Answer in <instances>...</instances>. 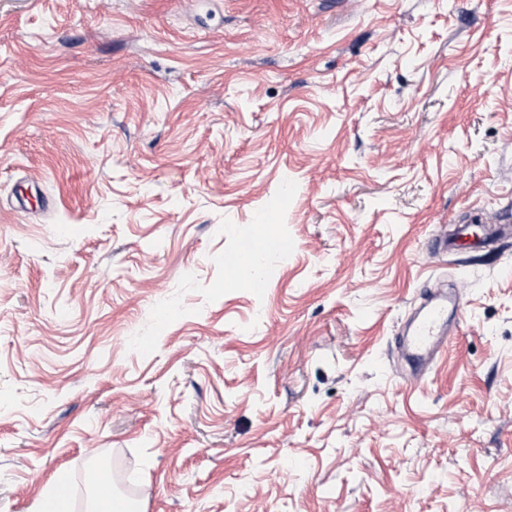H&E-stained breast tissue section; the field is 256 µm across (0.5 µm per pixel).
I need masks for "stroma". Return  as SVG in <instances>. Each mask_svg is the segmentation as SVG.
Segmentation results:
<instances>
[{
  "label": "stroma",
  "instance_id": "obj_1",
  "mask_svg": "<svg viewBox=\"0 0 512 512\" xmlns=\"http://www.w3.org/2000/svg\"><path fill=\"white\" fill-rule=\"evenodd\" d=\"M476 217L512 0H0V512L104 463L146 512H512V236L436 250ZM448 297L426 301L405 337V356L419 367L432 365L438 353L448 348Z\"/></svg>",
  "mask_w": 512,
  "mask_h": 512
}]
</instances>
